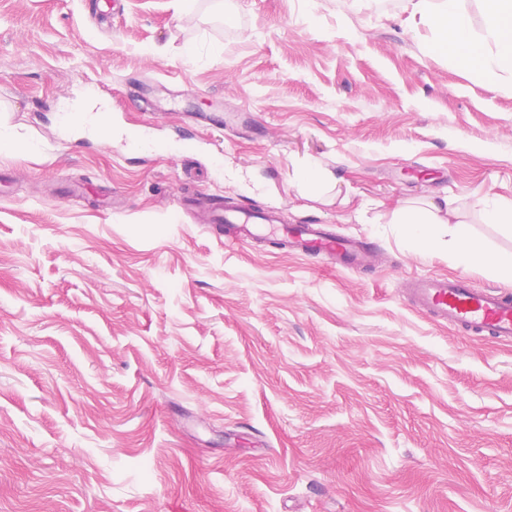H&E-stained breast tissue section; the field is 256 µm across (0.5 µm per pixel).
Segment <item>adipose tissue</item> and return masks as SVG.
<instances>
[{
	"mask_svg": "<svg viewBox=\"0 0 512 512\" xmlns=\"http://www.w3.org/2000/svg\"><path fill=\"white\" fill-rule=\"evenodd\" d=\"M459 0H408L412 15L434 29L438 41L429 52L443 53L454 46L470 57L479 77L490 90L512 93V0H485L483 25L472 31L458 6ZM392 221L409 225L417 241L429 246L441 234L458 245L457 259L464 265H482L499 276L512 277V262L492 257L477 240L466 237L464 208L457 199L442 202L419 201L395 210Z\"/></svg>",
	"mask_w": 512,
	"mask_h": 512,
	"instance_id": "obj_1",
	"label": "adipose tissue"
}]
</instances>
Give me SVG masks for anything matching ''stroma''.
Returning a JSON list of instances; mask_svg holds the SVG:
<instances>
[{
  "label": "stroma",
  "mask_w": 512,
  "mask_h": 512,
  "mask_svg": "<svg viewBox=\"0 0 512 512\" xmlns=\"http://www.w3.org/2000/svg\"><path fill=\"white\" fill-rule=\"evenodd\" d=\"M406 0H0V512H512V342L403 299L512 280L392 212L512 200V95ZM152 86L177 111L137 99ZM96 103L94 136L59 113ZM339 180L311 199L297 167ZM200 191L366 243L225 246ZM512 259V229L466 217Z\"/></svg>",
  "instance_id": "obj_1"
}]
</instances>
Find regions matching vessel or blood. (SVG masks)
I'll use <instances>...</instances> for the list:
<instances>
[{
    "label": "vessel or blood",
    "mask_w": 512,
    "mask_h": 512,
    "mask_svg": "<svg viewBox=\"0 0 512 512\" xmlns=\"http://www.w3.org/2000/svg\"><path fill=\"white\" fill-rule=\"evenodd\" d=\"M210 230L231 247L254 236L264 227L280 243L300 254L322 255L337 265L355 270L370 260L369 250L352 239L341 237L314 224H284L270 210L242 204H226L212 210ZM406 298L412 308L449 327L470 335L488 336L512 342V293L473 287L458 276H412L404 281Z\"/></svg>",
    "instance_id": "b4317fda"
}]
</instances>
